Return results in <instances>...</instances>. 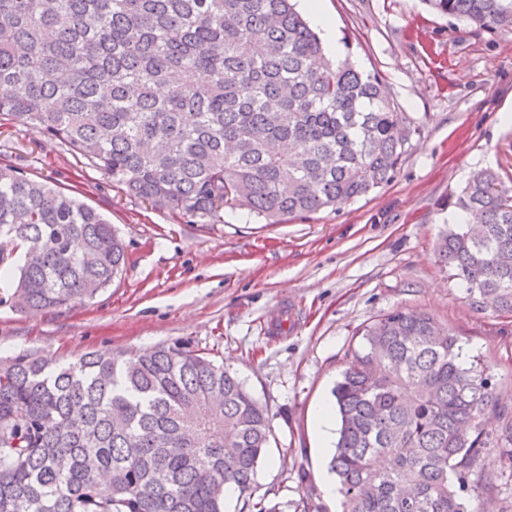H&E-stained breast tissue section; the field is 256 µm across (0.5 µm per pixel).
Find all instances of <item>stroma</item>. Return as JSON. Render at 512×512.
<instances>
[{"label": "stroma", "mask_w": 512, "mask_h": 512, "mask_svg": "<svg viewBox=\"0 0 512 512\" xmlns=\"http://www.w3.org/2000/svg\"><path fill=\"white\" fill-rule=\"evenodd\" d=\"M342 53L384 77L419 127L388 184L345 205L279 224L245 209L191 222L129 196L36 130L0 121V162L54 188L75 190L121 237V275L91 301L26 311L0 303V355L22 349L53 361L88 351L132 355L174 342L209 353L273 415L257 469L258 493L280 512L303 496L294 475L328 472L310 412L331 401L362 326L395 310L423 311L492 376L497 404L486 430L512 415V315L471 306L437 258L453 221L444 203L477 169L512 181V34H492L430 11L422 0H324ZM475 473L493 483V512H512V463L490 455Z\"/></svg>", "instance_id": "1"}]
</instances>
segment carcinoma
Segmentation results:
<instances>
[{
  "instance_id": "carcinoma-1",
  "label": "carcinoma",
  "mask_w": 512,
  "mask_h": 512,
  "mask_svg": "<svg viewBox=\"0 0 512 512\" xmlns=\"http://www.w3.org/2000/svg\"><path fill=\"white\" fill-rule=\"evenodd\" d=\"M512 33V0H425ZM377 71L329 60L291 0H0V119L36 129L143 202L205 223L244 206L274 222L367 194L395 176L418 127ZM512 187L474 172L448 207L479 219L443 233L438 261L472 305L512 314ZM124 245L77 195L0 164V271L41 311L96 297ZM336 382L329 461L342 512H469L492 436L486 370L422 312L357 331ZM270 412L185 343L53 366L0 356V512H250Z\"/></svg>"
}]
</instances>
